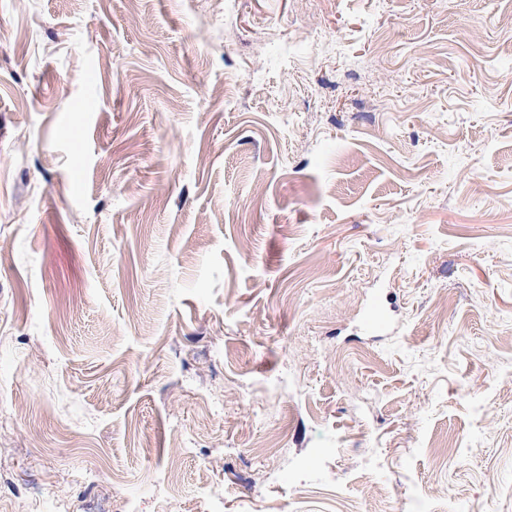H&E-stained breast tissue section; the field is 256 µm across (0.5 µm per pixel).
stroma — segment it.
Instances as JSON below:
<instances>
[{
	"mask_svg": "<svg viewBox=\"0 0 512 512\" xmlns=\"http://www.w3.org/2000/svg\"><path fill=\"white\" fill-rule=\"evenodd\" d=\"M125 506L512 512V0H0V512Z\"/></svg>",
	"mask_w": 512,
	"mask_h": 512,
	"instance_id": "1",
	"label": "stroma"
}]
</instances>
